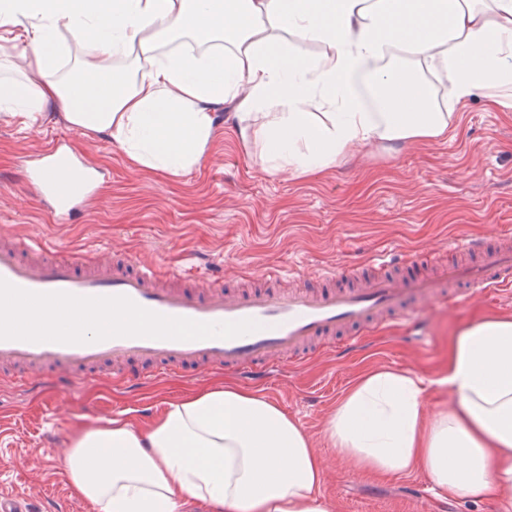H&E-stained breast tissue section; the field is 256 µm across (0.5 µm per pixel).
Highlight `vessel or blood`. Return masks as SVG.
<instances>
[{
	"mask_svg": "<svg viewBox=\"0 0 512 512\" xmlns=\"http://www.w3.org/2000/svg\"><path fill=\"white\" fill-rule=\"evenodd\" d=\"M64 153L54 143L27 171L26 185L61 223L92 197L99 173L87 168L76 193L45 180ZM460 249L475 262L449 267L447 285L421 277L420 255L398 278H374L356 288L283 291L268 287L243 295L224 290L222 273L189 266L178 271L191 288L164 286L152 264L86 260L51 250L42 242L17 238L0 243V291L8 292L24 313H0V368L17 387L90 379L102 368L119 369V379L136 388L165 375H197L224 370L248 381L272 376L271 363L286 358L304 362L317 350L339 357L360 349L372 325L414 319L418 306L441 300L449 306L485 295L512 281V245L462 240ZM87 304L120 317L117 325L87 324L61 335L29 328V308L79 309Z\"/></svg>",
	"mask_w": 512,
	"mask_h": 512,
	"instance_id": "vessel-or-blood-1",
	"label": "vessel or blood"
}]
</instances>
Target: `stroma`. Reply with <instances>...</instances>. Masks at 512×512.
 <instances>
[{"label": "stroma", "mask_w": 512, "mask_h": 512, "mask_svg": "<svg viewBox=\"0 0 512 512\" xmlns=\"http://www.w3.org/2000/svg\"><path fill=\"white\" fill-rule=\"evenodd\" d=\"M232 112L227 105L219 114L218 138L200 166L175 179L130 166L114 143L62 121L24 126L0 116V231L44 240L58 251L127 255L171 270L189 259L208 263L223 269L224 288L234 291L269 266L293 269L302 284L320 288L321 272L370 271L369 256L385 248L420 251L431 266L448 265L462 258L455 239L496 238L512 226V112L474 101L458 109L456 136L403 143L392 153L359 147L349 163L318 181L262 172L242 152ZM57 138L66 140L70 156L104 175L97 198L68 224L55 223L21 180L23 164ZM486 312L512 314V291L435 311L415 326L383 323L350 358L321 355L258 387L298 422L323 458L322 493L333 512H486L481 501L458 498L442 511L435 494L411 499L408 484L429 482L426 471L364 475L325 436L337 401L371 369L421 376L430 383L427 412L443 408L450 398L438 380L448 373L451 340ZM227 377L212 371L164 379L139 395L106 371L61 393L0 382V492L26 495L36 512H94L71 494L63 476L77 430L115 417L143 423L140 405L159 412L168 401Z\"/></svg>", "instance_id": "stroma-1"}]
</instances>
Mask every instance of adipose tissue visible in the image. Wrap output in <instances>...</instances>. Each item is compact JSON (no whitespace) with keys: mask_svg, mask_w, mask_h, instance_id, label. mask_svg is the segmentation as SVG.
<instances>
[{"mask_svg":"<svg viewBox=\"0 0 512 512\" xmlns=\"http://www.w3.org/2000/svg\"><path fill=\"white\" fill-rule=\"evenodd\" d=\"M21 40L0 57V114H54L117 144L148 173L181 177L235 104L245 155L316 179L358 146L442 139L457 107L512 112V0H0ZM71 35L86 53L61 71ZM315 45L305 53L299 43ZM449 407L425 382L362 375L327 436L374 477L422 466L441 493L482 501L512 488V316L467 324L451 344ZM64 475L96 512H332L322 460L276 401L224 382L169 402L151 423L82 429Z\"/></svg>","mask_w":512,"mask_h":512,"instance_id":"adipose-tissue-1","label":"adipose tissue"}]
</instances>
